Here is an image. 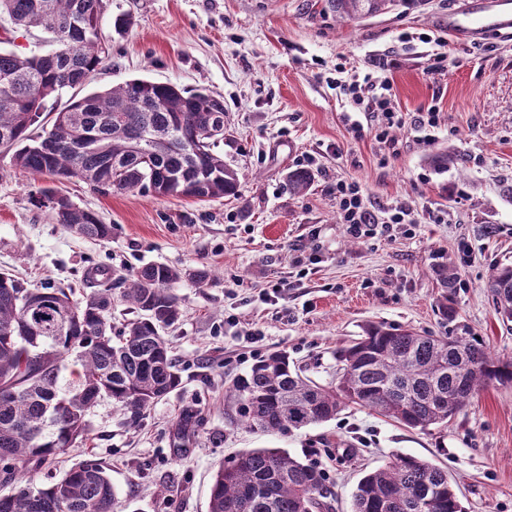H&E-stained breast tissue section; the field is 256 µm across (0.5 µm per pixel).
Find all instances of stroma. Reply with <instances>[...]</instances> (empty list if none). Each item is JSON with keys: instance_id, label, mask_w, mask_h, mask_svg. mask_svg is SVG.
Segmentation results:
<instances>
[{"instance_id": "35a3bbf8", "label": "stroma", "mask_w": 512, "mask_h": 512, "mask_svg": "<svg viewBox=\"0 0 512 512\" xmlns=\"http://www.w3.org/2000/svg\"><path fill=\"white\" fill-rule=\"evenodd\" d=\"M480 2L428 0L340 22L326 0H110L102 18L109 59L83 93L134 78L211 92L224 101L219 150L240 184L236 198L207 202L105 194L78 179L32 177L0 148V270L25 287L69 288L80 299L97 286L87 276L96 264L119 275L151 263L185 273L173 286L180 319L165 332L181 385L135 418L100 400L87 440L38 470L37 481L91 453L125 512H208L219 461L279 448L323 474L332 512H351L364 469L410 454L448 470L466 512H512V384L485 388L447 427L425 432L351 407L329 422L268 435L241 426L224 399L255 362V331L262 355L287 353L321 383L335 375L337 349L370 322L437 334L463 325L492 354L512 356V324L503 325L486 286L495 263H512V35L458 41L446 30L449 12ZM122 14L132 23L119 32ZM436 53L451 65L431 74ZM391 59V103L406 120L394 132V154L374 135L353 139L346 115L354 107L336 87ZM432 104L440 120L429 143L413 122ZM443 153L440 167L434 158ZM307 157L312 185L290 195L286 177ZM339 179L360 183L376 208L408 203L418 224L351 238L329 192ZM47 189L98 214L111 240L57 224ZM446 263L459 272L449 291L438 276ZM198 269L208 274L201 287L190 277ZM279 279L290 281L287 295L264 296ZM447 297L452 322L441 309Z\"/></svg>"}]
</instances>
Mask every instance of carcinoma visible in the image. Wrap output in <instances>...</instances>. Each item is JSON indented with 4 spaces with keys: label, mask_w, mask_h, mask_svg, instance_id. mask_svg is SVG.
I'll return each instance as SVG.
<instances>
[{
    "label": "carcinoma",
    "mask_w": 512,
    "mask_h": 512,
    "mask_svg": "<svg viewBox=\"0 0 512 512\" xmlns=\"http://www.w3.org/2000/svg\"><path fill=\"white\" fill-rule=\"evenodd\" d=\"M108 0H0L12 30L41 29L51 53L0 50V147L14 166L58 181L81 179L114 194L200 202L235 196L238 173L217 151L224 101L204 91L132 79L73 99L50 129L33 136L46 103L86 83L109 57L101 19ZM426 0H327L338 21H356ZM312 178L297 169L288 193ZM56 223L81 237L108 241L112 225L48 194ZM182 272L144 266L125 279L122 298L134 318L112 334V289L81 301L64 289L26 288L0 271V512H120L106 467L94 455L48 484L30 473L47 468L89 434L87 416L103 398L139 414L167 397L181 376L163 336L180 318L171 286ZM486 287L502 320L512 322V264L493 266ZM71 359L69 375L64 361ZM512 384V357L493 356L465 327L440 336L370 323L336 351V382L320 385L287 353L256 361L227 390L238 422L267 434L328 422L358 406L410 429L442 427L490 385ZM324 477L276 448L243 451L216 469L209 512H323ZM352 512H465L448 471L413 455L369 470L352 494Z\"/></svg>",
    "instance_id": "carcinoma-1"
}]
</instances>
